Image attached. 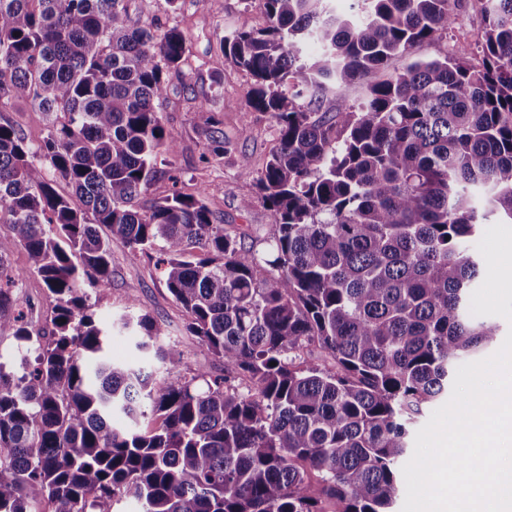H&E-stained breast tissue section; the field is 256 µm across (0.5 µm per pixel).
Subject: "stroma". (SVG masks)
I'll use <instances>...</instances> for the list:
<instances>
[{
  "label": "stroma",
  "instance_id": "35a3bbf8",
  "mask_svg": "<svg viewBox=\"0 0 512 512\" xmlns=\"http://www.w3.org/2000/svg\"><path fill=\"white\" fill-rule=\"evenodd\" d=\"M130 12L133 21L139 24L160 23L184 32L189 46L186 80L197 82L210 99L209 112H200L183 91L182 81H170L161 112L166 132L178 146L174 163L179 183L175 187L186 195H202L229 232L242 236L245 246L263 252L273 224L257 178L278 144L276 124L271 114L252 108L254 80L225 60L223 38L237 29L265 27L264 0H178L174 6L167 0H131ZM479 39V14L472 0H467L452 28L416 46L411 56L394 57L386 72H402L411 60L440 58L461 45L476 49ZM211 112L223 122L224 158L206 165L199 156L204 145L202 130ZM0 122L13 126L28 143L37 144L46 136L52 119L32 104L18 103L0 111ZM245 199L252 202L246 211L240 207ZM156 260V252L115 246L111 284L105 288L90 284L85 287L95 319L113 327L109 338L113 359L143 367L152 372L155 381L166 378L165 364L154 354L137 349L138 334L118 325L124 316L146 313L163 324L165 343L184 350V375L190 377L201 371L213 377L223 374V363L201 351L196 338L187 333L185 312L168 293ZM8 263L20 274L14 294L28 323L36 330H50L57 305L55 296L37 274L30 272L24 248H14Z\"/></svg>",
  "mask_w": 512,
  "mask_h": 512
}]
</instances>
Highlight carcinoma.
Returning <instances> with one entry per match:
<instances>
[{
	"label": "carcinoma",
	"mask_w": 512,
	"mask_h": 512,
	"mask_svg": "<svg viewBox=\"0 0 512 512\" xmlns=\"http://www.w3.org/2000/svg\"><path fill=\"white\" fill-rule=\"evenodd\" d=\"M129 2L0 0V109L63 116L37 145L0 124V331L20 343L18 369L0 361V512L41 499L114 512L124 497L142 512H392L412 424L498 336L467 311L482 266L467 243L492 218L512 223V0H476L480 64L462 47L386 79L463 0H362L346 19L326 0H264L266 27L224 36L255 80L253 108L278 126L258 178L274 224L265 258L158 170L177 153L159 106L189 48L176 27L135 25ZM306 39L320 47L311 63ZM222 125L206 119L201 162L224 158ZM161 173L170 194L134 209ZM114 245L157 252L224 375L181 374L176 346L157 348L159 385L112 361L83 284H110ZM17 246L56 296L49 337L13 297ZM136 327L140 351L165 335L146 314ZM312 348L330 362L305 358ZM115 410L127 428H112Z\"/></svg>",
	"instance_id": "1"
}]
</instances>
